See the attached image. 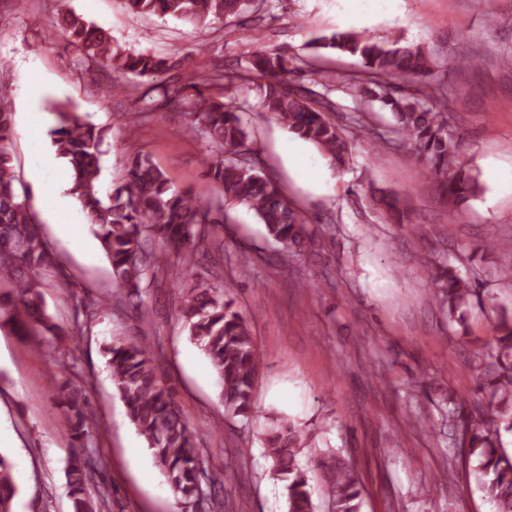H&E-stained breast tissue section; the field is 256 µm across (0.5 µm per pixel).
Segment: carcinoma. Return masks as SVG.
I'll list each match as a JSON object with an SVG mask.
<instances>
[{
	"label": "carcinoma",
	"instance_id": "cac0c4a2",
	"mask_svg": "<svg viewBox=\"0 0 512 512\" xmlns=\"http://www.w3.org/2000/svg\"><path fill=\"white\" fill-rule=\"evenodd\" d=\"M122 3L137 15L168 16L201 27L252 9L251 0ZM59 16L64 37L78 51V62L104 64L115 73V81L103 90L106 97L126 85L130 74L151 78L174 68L164 58L119 46L103 28L72 11L62 8ZM309 47L315 55L329 50L359 58L362 72L348 78L350 89L363 102L379 101L390 107L406 144L431 171L428 186L453 204L480 193L479 175L458 161L446 109L437 108L420 92L397 93V80L417 85L429 81L434 67L430 53L417 44L403 45L399 38L378 39L353 30L324 35ZM298 72L296 57L286 51L263 50L236 72L218 69L188 76L187 85L195 90L189 98L162 84L149 89L169 104H187L185 132L205 136L215 148L208 161V176L219 186L217 197L174 189L140 151L127 158L125 182L104 197L98 191V181L107 129L74 118L55 131L53 144L66 163L69 192L87 212L112 268V288L93 308L84 309L85 318H74L67 329L47 312L40 275L58 268V261L36 224L27 193L18 189L10 153L14 112L6 94L1 93L0 282L12 285L14 296L7 304L12 306L10 322L17 331L50 346L83 333L86 322L112 300L141 298L143 279L166 273L171 258L186 270L194 268L200 243L223 232L226 204L254 212L267 235L288 254L312 244L306 217L288 203L276 183L256 170L244 107L236 98L242 87L256 84L261 111L314 145L331 165L343 166L351 153V140L328 116L334 111L331 101L312 99L293 88L292 76ZM204 83L219 87L224 99L205 95L200 89ZM380 204L394 223H408L409 214L399 197L385 195ZM434 282L436 298L447 307L449 322L466 331L469 311L482 305L480 292L449 264L437 267ZM179 313L189 339L210 359L224 411L250 418L263 354L247 320L224 294V288L202 282L184 286ZM102 351L112 383L156 465L166 475L179 512H211L216 486L223 482L204 469L201 449L174 392L162 380L152 351L136 341H111ZM62 367L64 364L57 362L49 376L65 407L71 439L66 477L72 512H97L90 503L89 487L96 488L99 504L107 507L112 502V491L103 478L105 462L94 457L97 423L89 411L86 388L59 383ZM473 398L485 403L487 410L461 423L457 453L492 512H512V451L503 442V433L512 432V310L506 306L496 314L485 368L475 383ZM314 437V432L289 419L271 418L265 449L272 461L270 476L285 491L287 512H317L315 488L308 470L297 460ZM318 466L329 512H361L363 484L350 462L328 454L320 457ZM22 493L11 456L0 450V512H13Z\"/></svg>",
	"mask_w": 512,
	"mask_h": 512
}]
</instances>
